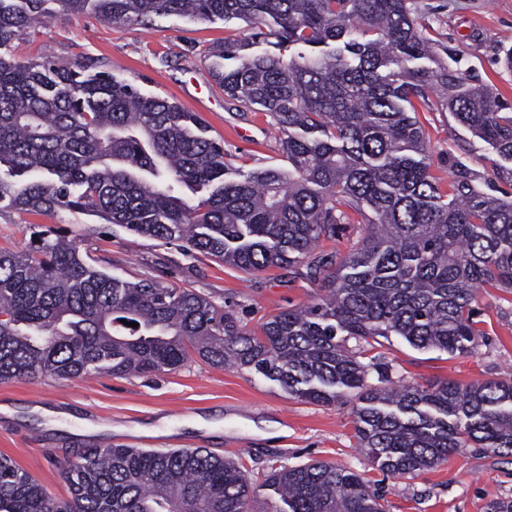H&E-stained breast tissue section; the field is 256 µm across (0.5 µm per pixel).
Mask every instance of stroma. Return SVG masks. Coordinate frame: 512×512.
<instances>
[{"mask_svg":"<svg viewBox=\"0 0 512 512\" xmlns=\"http://www.w3.org/2000/svg\"><path fill=\"white\" fill-rule=\"evenodd\" d=\"M431 40L430 68L462 83L493 90L512 105V71L503 65L512 47V0H417ZM248 31L223 22L164 19L155 26L111 23L86 12L20 34L9 49L18 60L76 64L108 71L140 92L175 101L197 113L210 136L223 141L234 172L286 166L281 134L258 110L225 99L202 52ZM443 85L429 91V107L417 117L426 131L430 173L441 191L467 180L477 189L512 198V162L441 107ZM53 230L93 256L99 269L135 281L155 279L207 296L254 329L289 308L307 307L322 291L306 264L245 272L180 242L137 237L96 216L60 210L46 214L0 211V248L28 249L36 232ZM482 335L473 352L454 356L420 350L399 336L380 338L371 354L392 383L427 388L442 381L463 384L512 375V289L487 288L473 302ZM0 455L30 474L57 500L70 496L67 463L89 448L122 445L152 450L202 448L234 460L266 505L263 483L275 469L327 461L348 467L380 489L385 512H485L488 501L512 498V457L493 458L460 448L448 460L415 477L380 471L359 448L354 396L314 404L288 395L277 383L236 367L215 369L195 360L155 375L45 377L0 382Z\"/></svg>","mask_w":512,"mask_h":512,"instance_id":"stroma-1","label":"stroma"}]
</instances>
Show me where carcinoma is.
Listing matches in <instances>:
<instances>
[{"mask_svg":"<svg viewBox=\"0 0 512 512\" xmlns=\"http://www.w3.org/2000/svg\"><path fill=\"white\" fill-rule=\"evenodd\" d=\"M112 22H243L245 41L205 55L230 101L268 113L288 167L229 177L224 147L176 102L116 76L20 61L7 49L40 15ZM413 0H0V204L21 214L92 211L244 270L311 258L350 213L366 235L338 262L312 258L324 295L258 329L187 288L127 281L62 236L0 249V381L152 375L198 358L253 370L327 404L356 396L358 447L414 476L458 448L512 456V379L425 389L368 382L366 346L472 352L481 288H512V200L430 175L415 101L435 78L457 121L512 161V112L492 92L436 75ZM184 187L207 188L191 204ZM138 326L131 327L129 323ZM358 351L346 348V338ZM57 501L0 456V512H267L235 462L205 450L91 448ZM275 512H384L354 471L322 461L270 475Z\"/></svg>","mask_w":512,"mask_h":512,"instance_id":"cac0c4a2","label":"carcinoma"}]
</instances>
